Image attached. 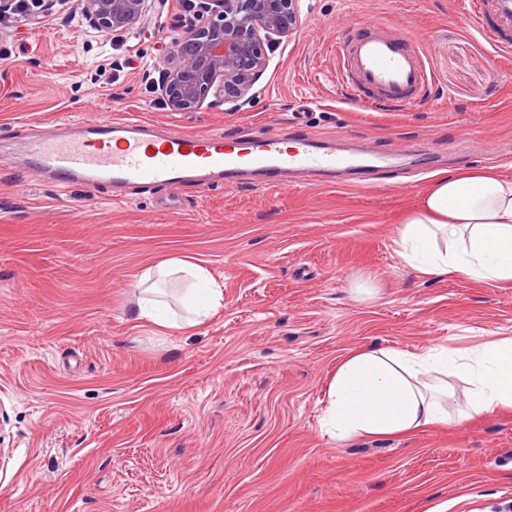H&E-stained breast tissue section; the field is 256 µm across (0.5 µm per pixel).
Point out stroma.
<instances>
[{
	"label": "stroma",
	"instance_id": "obj_1",
	"mask_svg": "<svg viewBox=\"0 0 512 512\" xmlns=\"http://www.w3.org/2000/svg\"><path fill=\"white\" fill-rule=\"evenodd\" d=\"M242 108L172 112L158 90L194 15L149 0L134 33L87 34L79 0L0 20V512H512V413L412 437L321 428L352 349H464L512 336V288L430 280L396 222L432 173L512 179V48L470 0H310ZM409 36L432 81L404 109L349 101L341 29ZM104 114L245 138L366 145L367 185L150 193L63 189L15 167L7 137ZM163 257L204 263L224 302L203 325L137 321Z\"/></svg>",
	"mask_w": 512,
	"mask_h": 512
}]
</instances>
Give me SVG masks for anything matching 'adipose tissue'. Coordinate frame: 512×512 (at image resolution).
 <instances>
[{"mask_svg":"<svg viewBox=\"0 0 512 512\" xmlns=\"http://www.w3.org/2000/svg\"><path fill=\"white\" fill-rule=\"evenodd\" d=\"M403 263L427 279L463 276L512 286V179L492 167L443 170L398 221ZM190 282L183 314L170 312L157 280ZM137 320L162 328L194 327L223 305L224 291L196 263L168 257L138 276ZM468 386L464 410L451 412L448 375ZM323 421L340 440L412 436L452 419L512 411V337L477 347L418 353L371 346L349 352L328 386Z\"/></svg>","mask_w":512,"mask_h":512,"instance_id":"ef3b65f1","label":"adipose tissue"}]
</instances>
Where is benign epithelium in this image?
Instances as JSON below:
<instances>
[{
  "label": "benign epithelium",
  "instance_id": "obj_1",
  "mask_svg": "<svg viewBox=\"0 0 512 512\" xmlns=\"http://www.w3.org/2000/svg\"><path fill=\"white\" fill-rule=\"evenodd\" d=\"M149 0H82L88 32L140 27ZM305 0H202L166 59L161 95L172 112L199 108L208 95L247 102L266 65L261 45L293 33Z\"/></svg>",
  "mask_w": 512,
  "mask_h": 512
}]
</instances>
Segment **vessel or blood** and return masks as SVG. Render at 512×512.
Instances as JSON below:
<instances>
[{"mask_svg": "<svg viewBox=\"0 0 512 512\" xmlns=\"http://www.w3.org/2000/svg\"><path fill=\"white\" fill-rule=\"evenodd\" d=\"M475 17L483 36L504 47L503 33L512 28V0H475ZM496 24H488L487 15ZM343 73L350 78L355 101L378 106L395 102L418 105L430 82L423 53L405 35L375 30H344L333 46ZM350 159L328 142L276 136L242 140L213 133H188L155 124L95 116L75 125L72 134H29L20 144L17 166L43 180L87 189L126 187L181 189L234 187L249 176L270 187L284 186L291 174L330 176L349 168Z\"/></svg>", "mask_w": 512, "mask_h": 512, "instance_id": "1", "label": "vessel or blood"}]
</instances>
